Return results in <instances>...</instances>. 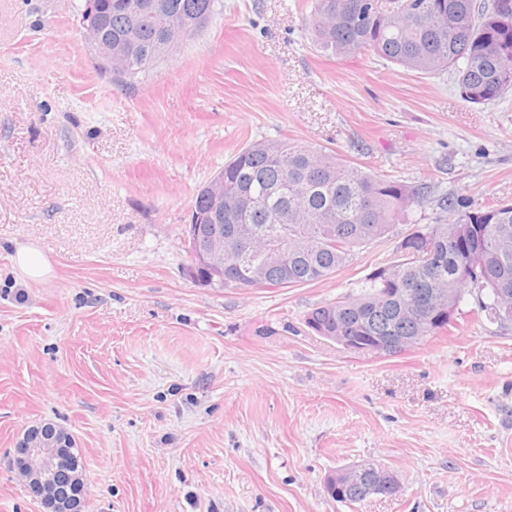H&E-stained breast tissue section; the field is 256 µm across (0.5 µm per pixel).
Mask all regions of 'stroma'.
Returning <instances> with one entry per match:
<instances>
[{
    "label": "stroma",
    "mask_w": 512,
    "mask_h": 512,
    "mask_svg": "<svg viewBox=\"0 0 512 512\" xmlns=\"http://www.w3.org/2000/svg\"><path fill=\"white\" fill-rule=\"evenodd\" d=\"M83 0H0V512H44L11 466L51 422L82 451L85 512H512V323L462 318L394 357L303 322L352 292L448 195L512 202V91L468 103L454 72L328 56L311 0H216L208 28L134 90L76 33ZM335 149L430 192L329 278L194 283L193 199L268 139ZM53 266L25 283L11 256ZM365 460L394 497L339 503ZM11 259L19 275L26 282L39 283L52 276V266L49 260L34 245L16 249ZM373 480L371 490L379 494L396 496L400 493V484L395 474L371 461H362L349 467L336 469L328 476L326 489L329 493L332 488H341L360 485L367 480ZM336 502L356 503L366 499L367 491L363 486H353L337 491L331 496Z\"/></svg>",
    "instance_id": "1"
}]
</instances>
